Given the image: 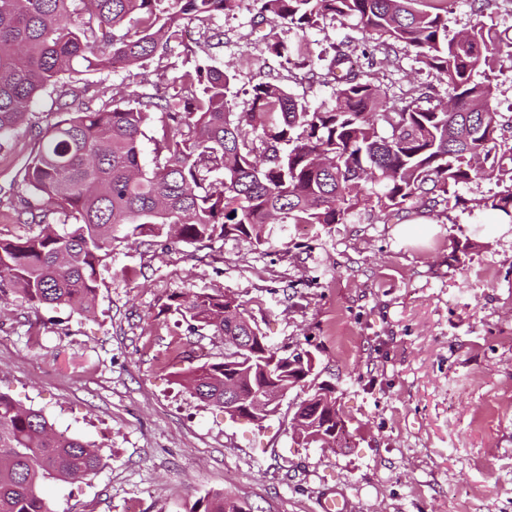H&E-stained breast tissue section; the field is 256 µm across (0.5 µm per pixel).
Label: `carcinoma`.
Instances as JSON below:
<instances>
[{"mask_svg":"<svg viewBox=\"0 0 512 512\" xmlns=\"http://www.w3.org/2000/svg\"><path fill=\"white\" fill-rule=\"evenodd\" d=\"M235 0H0V150L43 91L66 77L141 67L175 56L184 29L205 24ZM295 39L260 35L266 53L288 73L332 86L334 103L312 105L288 84L267 78L255 61L250 99L233 111L234 76L189 58L135 83L128 104L108 97L92 105L58 98L55 120L35 133L37 148L21 169L43 201L11 207L3 218L23 235L0 234V293L29 308L68 306L91 314L99 269L121 243L207 247L226 237L260 246L279 224H342L355 210L401 221L426 207L496 212L512 224V118L494 105L493 74L502 42L478 22L448 34L455 0H255ZM355 17L374 44L353 67L339 46L313 56L307 31L327 18ZM414 54L437 84H417L390 99L378 66L397 48ZM444 89L450 107L424 108ZM159 115L151 166L143 161V128ZM511 136H506V133ZM493 179L501 190L466 199L456 188ZM166 310L223 337L247 335L250 318L222 291L179 293ZM198 399L224 407V383L248 398L267 383L260 356L205 361L182 375ZM320 416L336 428V400ZM104 466L98 450L55 431L40 411L0 392V512H50L42 487L91 476ZM191 512H242L221 494Z\"/></svg>","mask_w":512,"mask_h":512,"instance_id":"1","label":"carcinoma"}]
</instances>
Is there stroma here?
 <instances>
[{"label":"stroma","instance_id":"obj_1","mask_svg":"<svg viewBox=\"0 0 512 512\" xmlns=\"http://www.w3.org/2000/svg\"><path fill=\"white\" fill-rule=\"evenodd\" d=\"M259 29L286 33L254 0L187 28L193 57L235 70L240 108L264 54ZM308 40L316 53L341 43L354 55L365 36L349 17L321 22ZM380 79L396 95L433 77L402 52ZM52 103L33 105L16 152L0 154V212L27 193L11 179ZM454 240L468 245L465 262L451 257ZM100 280L89 316L0 301V391L104 457L96 475L46 486L53 512H190L215 494L251 512H322L334 496L351 512H512V224L494 213L422 208L383 224L357 210L303 237L270 225L259 247L123 244ZM217 289L245 304L271 345L312 352L346 420L341 447L292 439L306 390L254 423L181 386V373L222 361L227 347L165 306Z\"/></svg>","mask_w":512,"mask_h":512}]
</instances>
